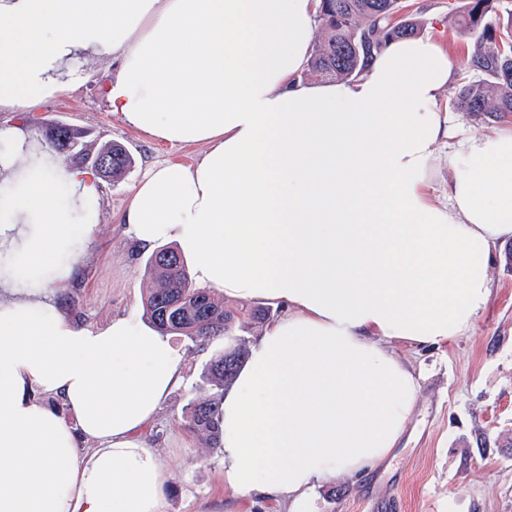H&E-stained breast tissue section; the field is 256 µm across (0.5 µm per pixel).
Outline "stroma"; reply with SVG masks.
I'll return each mask as SVG.
<instances>
[{"instance_id": "stroma-1", "label": "stroma", "mask_w": 512, "mask_h": 512, "mask_svg": "<svg viewBox=\"0 0 512 512\" xmlns=\"http://www.w3.org/2000/svg\"><path fill=\"white\" fill-rule=\"evenodd\" d=\"M401 14L420 22L422 35L445 47L463 66L469 38L448 23V0H401ZM83 79L26 112H0V128L20 126L41 136L47 123L63 122L83 134L88 149L121 142L132 165L116 182L99 181V222L79 256L52 254L68 262L72 277L63 301L72 319L104 326L112 318L144 314L150 286L144 276L146 251L136 249L122 222L131 192L159 164H191L201 144H171L114 122L104 89L119 59L87 55L75 64ZM505 243L493 250L489 295L472 328L439 348L390 341L395 354L418 378L410 420L393 453L367 473L321 483L312 512H512V264ZM185 358L184 386L162 404L149 428L171 474L168 512H287L286 505L236 496L224 484L217 449L186 427L184 410L209 395L201 379L220 344L196 346L173 339Z\"/></svg>"}]
</instances>
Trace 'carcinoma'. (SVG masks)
<instances>
[{
  "label": "carcinoma",
  "mask_w": 512,
  "mask_h": 512,
  "mask_svg": "<svg viewBox=\"0 0 512 512\" xmlns=\"http://www.w3.org/2000/svg\"><path fill=\"white\" fill-rule=\"evenodd\" d=\"M401 0H321L318 21L321 34L310 54L308 71L326 79L347 80L360 75L373 52L392 40L415 36L420 24L395 20ZM500 0H464L451 14L454 28L475 37L467 68L480 78L465 81L454 91L452 105L460 112L496 119L512 114V15L498 18ZM112 155L105 177L117 181L132 164L126 147L118 142L101 147ZM153 283L145 299L149 323L164 334H176L197 346L228 340L212 357L204 378L212 393L187 405L188 428L219 447L222 435V399L237 369L248 356L246 340L232 338L233 325L244 317L259 323L270 316L267 308H224L209 291L190 284L184 259L161 248L145 262Z\"/></svg>",
  "instance_id": "1"
}]
</instances>
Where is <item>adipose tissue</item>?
Returning <instances> with one entry per match:
<instances>
[{
	"mask_svg": "<svg viewBox=\"0 0 512 512\" xmlns=\"http://www.w3.org/2000/svg\"><path fill=\"white\" fill-rule=\"evenodd\" d=\"M320 0H0V112L121 60L112 115L192 165L154 167L124 214L137 248L169 242L195 284L283 304L224 392L219 456L238 496L308 512L316 484L387 458L418 394L387 346L431 348L471 328L494 246L512 238V126L472 133L429 193L456 65L423 37L389 42L349 80L303 83ZM1 158L0 512H167L171 476L144 434L184 381L169 336L126 315L75 323L70 265L50 254L93 230L97 184L17 129ZM66 186V202L57 198ZM65 401L61 415L43 396Z\"/></svg>",
	"mask_w": 512,
	"mask_h": 512,
	"instance_id": "adipose-tissue-1",
	"label": "adipose tissue"
}]
</instances>
